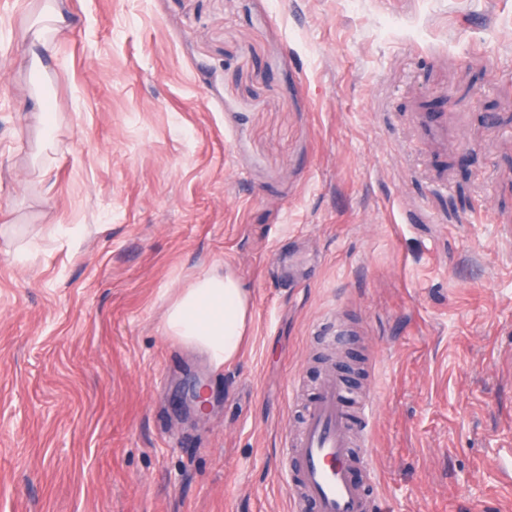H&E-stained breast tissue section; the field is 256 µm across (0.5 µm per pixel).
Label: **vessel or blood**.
Wrapping results in <instances>:
<instances>
[{
  "label": "vessel or blood",
  "instance_id": "1",
  "mask_svg": "<svg viewBox=\"0 0 512 512\" xmlns=\"http://www.w3.org/2000/svg\"><path fill=\"white\" fill-rule=\"evenodd\" d=\"M372 405L339 376L323 381L310 402L301 430L284 438L292 460L289 479L297 496L295 512H388L367 484L353 477L370 471Z\"/></svg>",
  "mask_w": 512,
  "mask_h": 512
}]
</instances>
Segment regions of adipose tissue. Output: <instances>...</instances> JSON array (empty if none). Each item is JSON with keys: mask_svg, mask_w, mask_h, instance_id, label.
I'll return each instance as SVG.
<instances>
[{"mask_svg": "<svg viewBox=\"0 0 512 512\" xmlns=\"http://www.w3.org/2000/svg\"><path fill=\"white\" fill-rule=\"evenodd\" d=\"M64 21L57 0H46L40 18L28 30L33 67H40L43 57L53 55L54 35ZM250 312V296L232 272H209L170 302L164 331L200 351L218 369L239 357Z\"/></svg>", "mask_w": 512, "mask_h": 512, "instance_id": "obj_1", "label": "adipose tissue"}]
</instances>
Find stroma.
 Instances as JSON below:
<instances>
[{"label":"stroma","instance_id":"1","mask_svg":"<svg viewBox=\"0 0 512 512\" xmlns=\"http://www.w3.org/2000/svg\"><path fill=\"white\" fill-rule=\"evenodd\" d=\"M40 7L0 0V512H290L331 316L391 512H512V0H60L38 72ZM224 269L217 370L163 325ZM65 22L57 0L45 1L40 18L28 29L30 37L31 63L34 69L42 65V56H51L54 53V33ZM250 312V296L232 272H209L196 278L170 302L164 331L200 351L219 369L239 357Z\"/></svg>","mask_w":512,"mask_h":512}]
</instances>
